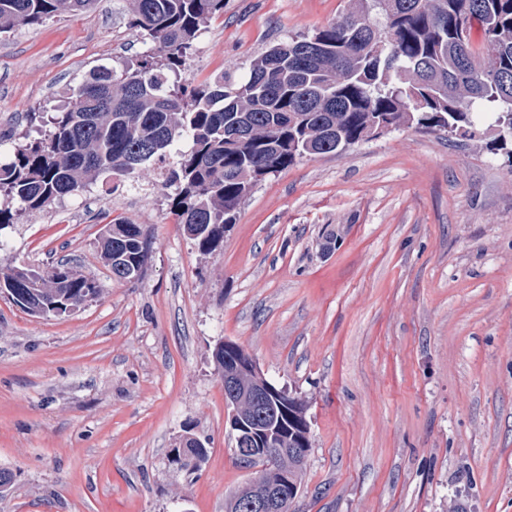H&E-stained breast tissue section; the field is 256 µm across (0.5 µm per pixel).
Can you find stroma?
<instances>
[{
  "label": "stroma",
  "instance_id": "35a3bbf8",
  "mask_svg": "<svg viewBox=\"0 0 512 512\" xmlns=\"http://www.w3.org/2000/svg\"><path fill=\"white\" fill-rule=\"evenodd\" d=\"M345 0H224L197 39L202 85L307 35ZM151 47L124 0L0 38V130L36 136L90 68ZM159 173L104 175L0 226V268L68 264L100 295L34 317L0 294V512H227L234 454L212 353L227 340L308 403L292 512H512V150L415 128L267 176L212 253ZM151 242L141 279L102 263L108 222ZM208 457L170 459L186 435Z\"/></svg>",
  "mask_w": 512,
  "mask_h": 512
}]
</instances>
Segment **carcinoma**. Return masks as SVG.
Returning a JSON list of instances; mask_svg holds the SVG:
<instances>
[{
    "label": "carcinoma",
    "mask_w": 512,
    "mask_h": 512,
    "mask_svg": "<svg viewBox=\"0 0 512 512\" xmlns=\"http://www.w3.org/2000/svg\"><path fill=\"white\" fill-rule=\"evenodd\" d=\"M95 0H0V35L36 26ZM346 0L335 22L310 35L269 45L245 72L226 70L194 87L185 77L194 43L224 14V0H125L128 25L151 52L122 68L94 67L69 100L47 119L40 139L10 145L0 162V195L19 203L0 208V224L75 195L110 172L126 177L166 163L163 188L173 189L171 213L183 233L209 253L224 241L240 206L267 175L304 157L335 153L373 137L381 124L476 137L481 120L494 127L512 115V0ZM478 27L483 43L471 42ZM489 59L495 77L475 72ZM98 248L116 280H138L151 243L138 224L110 222ZM0 286L34 316L60 315L96 298L97 283L65 264L48 274L11 268ZM238 416L261 431L269 405L238 381ZM207 449L192 435L172 449V461L194 470ZM266 482L288 476L301 489L305 464L273 452L262 460ZM265 485L245 484L228 512H246Z\"/></svg>",
    "instance_id": "obj_1"
}]
</instances>
